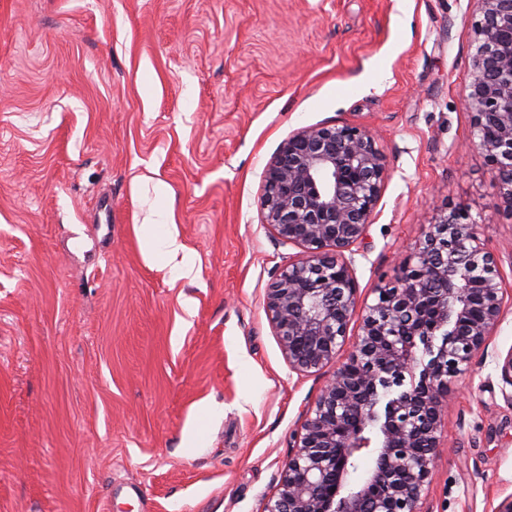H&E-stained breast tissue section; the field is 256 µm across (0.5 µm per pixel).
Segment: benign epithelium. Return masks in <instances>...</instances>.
<instances>
[{
	"mask_svg": "<svg viewBox=\"0 0 512 512\" xmlns=\"http://www.w3.org/2000/svg\"><path fill=\"white\" fill-rule=\"evenodd\" d=\"M475 63L466 104L471 144L497 173L512 210V0H472ZM386 175L363 127H305L267 165L259 207L275 236L301 248L266 289L265 305L289 368L321 371L348 339L359 301L354 255ZM478 221L455 207L400 262L398 283L371 290L346 362L301 415L296 450L263 512H422L448 378L483 364L508 291ZM393 387L386 405L374 395ZM370 459L357 480L351 462Z\"/></svg>",
	"mask_w": 512,
	"mask_h": 512,
	"instance_id": "1",
	"label": "benign epithelium"
}]
</instances>
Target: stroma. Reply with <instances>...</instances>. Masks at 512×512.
Segmentation results:
<instances>
[{"instance_id":"stroma-1","label":"stroma","mask_w":512,"mask_h":512,"mask_svg":"<svg viewBox=\"0 0 512 512\" xmlns=\"http://www.w3.org/2000/svg\"><path fill=\"white\" fill-rule=\"evenodd\" d=\"M470 11L0 0V512H262L333 372H291L264 307L297 249L263 222V173L298 129L358 125L385 156L360 295L459 205L512 284V210L470 144ZM160 211L190 276L147 241ZM511 351L509 303L449 380L423 512L512 494Z\"/></svg>"}]
</instances>
